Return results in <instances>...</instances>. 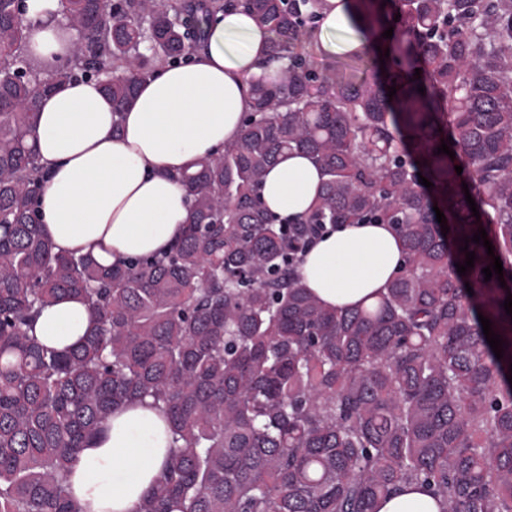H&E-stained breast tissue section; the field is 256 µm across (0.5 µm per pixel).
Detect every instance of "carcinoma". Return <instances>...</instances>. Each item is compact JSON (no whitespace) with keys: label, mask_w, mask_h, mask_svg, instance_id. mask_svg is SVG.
Instances as JSON below:
<instances>
[{"label":"carcinoma","mask_w":512,"mask_h":512,"mask_svg":"<svg viewBox=\"0 0 512 512\" xmlns=\"http://www.w3.org/2000/svg\"><path fill=\"white\" fill-rule=\"evenodd\" d=\"M321 2L61 0L78 41L56 68L31 55L19 0H0V512H80L67 478L81 449L138 402L164 414L172 445L137 512H374L401 483L443 512H512V0H350L381 48L361 78L357 52L336 74L304 53ZM238 9L282 66L254 82L237 139L176 177L181 239L121 266L55 253L35 212L40 99L122 67L104 85L118 116L211 15ZM449 137L455 157L436 154ZM293 150L325 180L286 224L257 190ZM319 224L401 234L405 267L374 304L327 308L301 282ZM482 228L504 287L484 281L486 248L464 243ZM465 245L476 259L461 275ZM62 296L82 299L95 330L57 350L30 329Z\"/></svg>","instance_id":"1"}]
</instances>
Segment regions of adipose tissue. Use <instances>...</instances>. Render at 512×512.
Segmentation results:
<instances>
[{
    "instance_id": "adipose-tissue-1",
    "label": "adipose tissue",
    "mask_w": 512,
    "mask_h": 512,
    "mask_svg": "<svg viewBox=\"0 0 512 512\" xmlns=\"http://www.w3.org/2000/svg\"><path fill=\"white\" fill-rule=\"evenodd\" d=\"M26 3L29 50L64 64L77 35L61 17L60 0ZM351 27L347 0H323L313 34L318 51L368 50L363 36L337 46L335 34ZM268 44L248 13H217L206 46L183 64L160 65L139 85L117 128L99 81L63 82L43 97L36 152L44 183L36 210L55 251L113 263L159 254L179 239L189 212L175 176L238 137ZM323 181L306 154L293 152L270 169L260 199L280 220L294 222L308 213ZM403 258L394 225L339 224L306 249L298 274L326 306L354 309L379 297ZM92 329L86 306L72 297L46 305L36 324L40 340L57 348ZM169 446L161 413L141 405L116 410L70 474L81 512H136ZM377 512H441V504L426 489L405 484L380 500Z\"/></svg>"
}]
</instances>
